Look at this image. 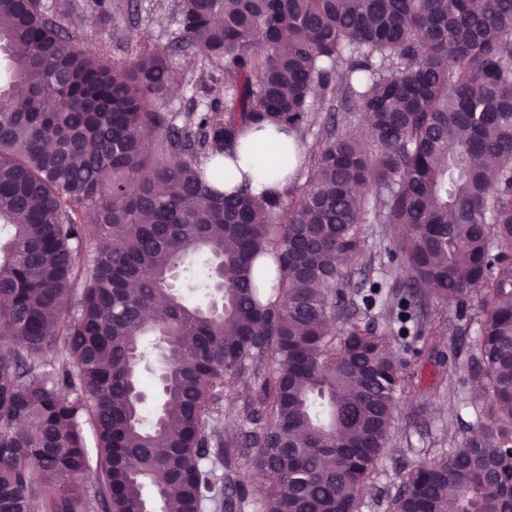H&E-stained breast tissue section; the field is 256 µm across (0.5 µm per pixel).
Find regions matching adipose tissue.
I'll use <instances>...</instances> for the list:
<instances>
[{"label": "adipose tissue", "instance_id": "adipose-tissue-1", "mask_svg": "<svg viewBox=\"0 0 512 512\" xmlns=\"http://www.w3.org/2000/svg\"><path fill=\"white\" fill-rule=\"evenodd\" d=\"M275 132L272 128L261 130L249 129L240 137L236 158H224L226 170L224 177L225 188H233L239 184L243 175H250L251 188L254 194L265 191H283L288 181L285 174L270 169L266 155L261 146L273 139Z\"/></svg>", "mask_w": 512, "mask_h": 512}]
</instances>
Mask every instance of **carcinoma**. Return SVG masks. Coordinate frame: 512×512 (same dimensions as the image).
<instances>
[{"instance_id": "obj_1", "label": "carcinoma", "mask_w": 512, "mask_h": 512, "mask_svg": "<svg viewBox=\"0 0 512 512\" xmlns=\"http://www.w3.org/2000/svg\"><path fill=\"white\" fill-rule=\"evenodd\" d=\"M73 7L0 0V512H145L149 486L162 512H359L415 389L375 309L409 349L471 292L462 389L481 410L387 512H512V0H177L176 40L139 26L124 65L83 50ZM174 50L224 77L179 124ZM318 121L308 160L264 146L295 165L281 193L206 172L249 127ZM365 224L408 227L389 257L409 276L386 294L349 289ZM151 335L168 351L147 422ZM231 382L255 399L234 433ZM263 470L277 482L248 489Z\"/></svg>"}]
</instances>
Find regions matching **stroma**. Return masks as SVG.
Masks as SVG:
<instances>
[{
    "label": "stroma",
    "instance_id": "1",
    "mask_svg": "<svg viewBox=\"0 0 512 512\" xmlns=\"http://www.w3.org/2000/svg\"><path fill=\"white\" fill-rule=\"evenodd\" d=\"M177 0H112L111 24H102L92 14L78 22L77 33L86 49L106 45L117 60L129 59L126 34L136 22L152 21L156 36L170 40L178 29ZM173 66L185 74L186 82L170 94L168 111L184 113L199 110L217 99L219 84L200 81L201 61L192 52H179L172 58ZM388 237L381 227H366L365 244L354 269L357 279L369 278L389 284L405 279L403 266L390 262ZM471 343H464L459 360L437 366L429 348L411 357V370L417 386L415 397L401 400L398 406L399 426L379 467L375 481L377 500L366 501L360 512H386L382 501L394 494L404 470L422 459L425 453L438 451L460 442L467 430L448 423V409L453 402L451 388L456 380L467 377Z\"/></svg>",
    "mask_w": 512,
    "mask_h": 512
}]
</instances>
